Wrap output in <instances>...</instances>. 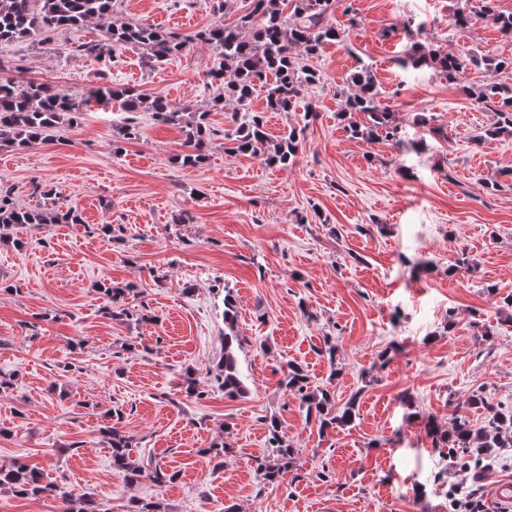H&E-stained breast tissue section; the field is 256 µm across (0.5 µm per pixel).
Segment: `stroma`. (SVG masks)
<instances>
[{"label": "stroma", "instance_id": "obj_1", "mask_svg": "<svg viewBox=\"0 0 512 512\" xmlns=\"http://www.w3.org/2000/svg\"><path fill=\"white\" fill-rule=\"evenodd\" d=\"M458 0H344L329 17L344 33L309 64L303 99L314 112L262 114L272 138L299 128L292 165L229 153L231 108L214 110L217 59L196 42L147 67L139 49L111 60L80 52L105 23L0 45L5 76L63 90L100 85L160 94L204 111L216 134L203 164L183 168L178 129L133 113L137 139L121 141L125 115L94 106L48 141L0 150V185L25 207L51 198L76 205L79 224L26 225L21 247L0 244V464L21 459L60 491L92 494L101 512L132 500L167 512H449L454 486L483 499L512 479V456L492 469H455L422 421L450 428L455 404L476 391L512 406V137L478 142L493 122L472 88L494 74L446 80L421 53L440 49L512 57V38L482 17L452 26ZM117 19L193 33L216 20L211 0H120ZM367 69L379 103L396 114L397 142L351 137L338 118L341 91ZM499 181L498 190L490 182ZM51 192L33 196V184ZM189 223H178L180 214ZM122 225L108 241L96 225ZM474 271L457 269L461 255ZM136 283L153 319L104 314L96 286ZM242 337L246 392L225 398L224 295ZM492 335H484V328ZM336 347L335 363L320 350ZM388 363H380V353ZM345 403L359 393L350 428L320 431L282 387L289 362ZM193 374L201 398L186 396ZM120 428L143 465L175 481L129 483L112 467L99 429ZM295 450L285 481L260 483L269 419ZM234 452L222 467L202 455L217 440Z\"/></svg>", "mask_w": 512, "mask_h": 512}]
</instances>
